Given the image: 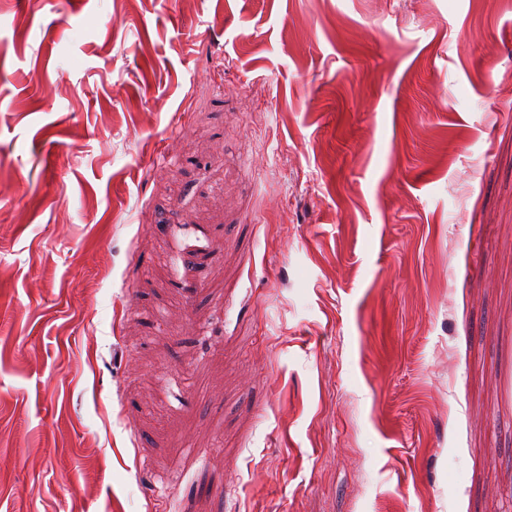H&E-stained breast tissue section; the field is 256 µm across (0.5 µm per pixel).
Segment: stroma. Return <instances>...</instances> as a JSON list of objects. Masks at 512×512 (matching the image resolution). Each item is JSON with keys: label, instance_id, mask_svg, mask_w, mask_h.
<instances>
[{"label": "stroma", "instance_id": "35a3bbf8", "mask_svg": "<svg viewBox=\"0 0 512 512\" xmlns=\"http://www.w3.org/2000/svg\"><path fill=\"white\" fill-rule=\"evenodd\" d=\"M0 512H512V0H0Z\"/></svg>", "mask_w": 512, "mask_h": 512}]
</instances>
